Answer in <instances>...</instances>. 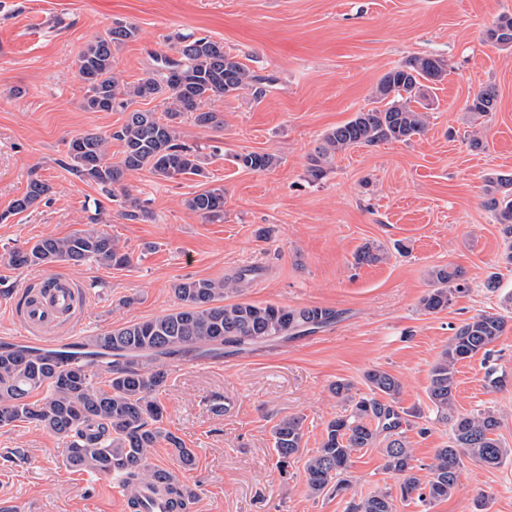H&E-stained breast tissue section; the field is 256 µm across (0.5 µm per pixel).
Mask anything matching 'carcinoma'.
Wrapping results in <instances>:
<instances>
[{
  "mask_svg": "<svg viewBox=\"0 0 512 512\" xmlns=\"http://www.w3.org/2000/svg\"><path fill=\"white\" fill-rule=\"evenodd\" d=\"M485 39L512 48V15H501L483 30ZM137 36V29L115 20L105 33L80 54L78 72L84 82L83 106L90 112L126 113L123 124L109 134L86 132L68 142L66 167L86 180L109 190L124 184L128 173L146 170L162 180L192 175L209 178L202 152L182 143L179 127L185 115L203 128L224 124L220 113L203 105L217 97L249 89L256 99L265 95L266 79L255 74L238 55L208 36L178 33L174 55H156L153 64L136 83L125 86L115 74L116 49ZM448 75V65L435 56L411 57L388 71L378 82L374 98L380 105L361 109L343 124L328 131L310 158L307 177L317 182L326 175L330 160L351 148L386 142H408L427 129L429 90ZM160 100L164 116L133 108L136 100ZM496 89L483 87L468 106L478 114L491 112ZM123 144L122 157L112 161L109 144ZM237 164L252 171H267L277 160L269 153L236 155ZM50 187L33 178L26 192L13 202L10 213L24 212L40 204ZM121 215L140 219L148 212L122 190ZM187 210L211 222L224 220V187H211L185 202ZM484 206L501 224L505 251L512 264V174L492 173L486 178ZM8 213V214H10ZM0 214V220L8 218ZM385 251L366 244L354 254L358 265L383 261ZM95 261L124 266L129 256L121 252L108 233L87 228L63 237H44L28 247L8 253L9 264L52 266L65 262L80 266ZM458 269L439 266L431 271L434 285L422 299L423 310L434 313L448 308ZM233 290L230 282L191 279L175 285L177 306L168 313L129 322L61 349H36L0 341V427L29 422L54 433L67 444L66 463L84 472L109 473L136 485L164 481L165 492L176 512H190L199 494L183 482L181 469L194 465L192 449L164 426L163 409L156 395L166 381L168 360L187 361L239 353L273 340H288L312 333L335 319V312L318 307L259 306L248 302L224 303ZM506 316L480 313L458 328L432 367L427 396L443 421L452 422L450 443L438 448L428 464H416L402 433L399 406L400 379L375 368L365 373L369 393L353 392V385L338 380L332 392L344 404V414L328 422L321 447L305 461L306 486L313 496H339L351 488L348 470L353 456L365 448H380L386 470L398 476L399 496L391 489L377 490L347 512H397L396 502L415 499L433 506L455 493L465 461L498 466L512 456L496 437L498 415L490 410L454 414L456 365L479 354L503 334ZM83 364H71L76 356ZM107 374L103 385L94 378ZM43 390L45 396L29 400ZM277 465L287 470L302 450V419L286 416L272 428ZM161 442L171 446L176 467L152 465V450Z\"/></svg>",
  "mask_w": 512,
  "mask_h": 512,
  "instance_id": "obj_1",
  "label": "carcinoma"
}]
</instances>
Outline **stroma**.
I'll use <instances>...</instances> for the list:
<instances>
[{
    "mask_svg": "<svg viewBox=\"0 0 512 512\" xmlns=\"http://www.w3.org/2000/svg\"><path fill=\"white\" fill-rule=\"evenodd\" d=\"M512 15V0H0V339L18 335L16 296L47 276L80 287L73 313L44 339L91 336L156 317L177 305L173 287L188 278L223 279L256 268L258 276L225 302L321 307L337 319L318 332L213 359L200 369L169 362L158 400L167 427L194 450L182 480L197 487L195 512H346L348 498L394 486L379 449L353 458L348 497L312 496L304 457L319 448L344 404L336 380L366 392L364 374L382 367L402 382L401 407L419 411L404 435L418 463L447 445L448 426L427 397L431 368L456 328L479 313L511 316L512 268L501 260V226L484 206L485 178L512 172V49L482 36ZM137 37L116 54L121 81L142 78L156 55L171 54L168 35L193 32L222 42L269 83L262 101L246 91L209 102L217 129L185 117L180 139L200 149L208 181L157 179L145 170L125 183L150 212L128 220L100 186L67 170V144L87 131L110 133L122 112H89L77 60L113 21ZM434 55L448 75L431 92L425 134L406 143L356 147L336 155L326 177L306 178L323 134L373 105L380 78L414 56ZM497 91L486 116L467 110L485 85ZM484 146L472 148V134ZM270 153L265 172L240 167L236 154ZM52 192L36 208L11 213L30 178ZM224 189V219L212 223L184 202L205 186ZM99 218L128 265L10 266L8 252L45 236L65 237ZM367 243L386 261L358 265ZM450 265L464 292L430 313L420 301L429 272ZM498 288L488 289L489 276ZM455 410H492L497 436L512 448V322L490 358L457 366ZM505 376L491 388L487 372ZM303 419L305 454L280 470L272 426ZM67 445L20 422L0 428V500L23 512H128L113 477L65 466ZM490 492L476 509L478 490ZM399 512H512V457L500 466L467 463L447 500L418 501Z\"/></svg>",
    "mask_w": 512,
    "mask_h": 512,
    "instance_id": "35a3bbf8",
    "label": "stroma"
}]
</instances>
